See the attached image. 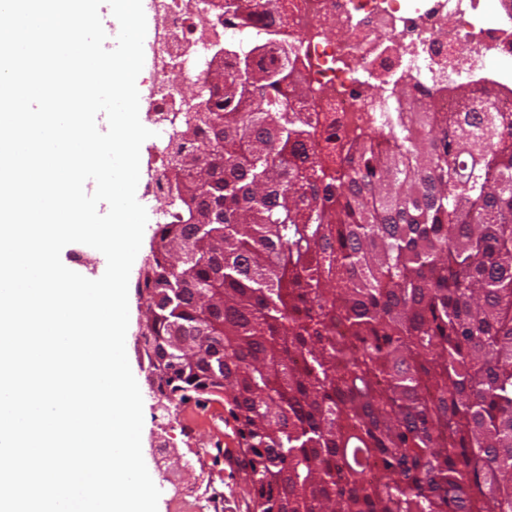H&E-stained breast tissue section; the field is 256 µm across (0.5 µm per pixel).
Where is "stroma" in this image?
Instances as JSON below:
<instances>
[{
	"label": "stroma",
	"mask_w": 512,
	"mask_h": 512,
	"mask_svg": "<svg viewBox=\"0 0 512 512\" xmlns=\"http://www.w3.org/2000/svg\"><path fill=\"white\" fill-rule=\"evenodd\" d=\"M162 144V138L155 136L144 141L140 149L136 198L145 207L148 222L141 256L135 259L130 272L129 281L133 284L138 281L142 257L150 251L154 228L165 209L164 198L150 192L156 168L165 163ZM142 307V298L137 292H130L126 351L143 397L142 452L161 492L158 512H254L246 486L234 484L224 464V451L216 446L217 439L231 430L223 404H183L151 392L139 333Z\"/></svg>",
	"instance_id": "1"
}]
</instances>
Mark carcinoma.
Here are the masks:
<instances>
[{
	"mask_svg": "<svg viewBox=\"0 0 512 512\" xmlns=\"http://www.w3.org/2000/svg\"><path fill=\"white\" fill-rule=\"evenodd\" d=\"M208 8L268 28L285 5ZM212 63L205 111L165 146L167 220L136 284L158 393L224 399L256 512H512V119L495 85L448 87L450 115L440 90L383 84L399 111L351 124L310 111L322 91L286 43L224 44L222 86Z\"/></svg>",
	"mask_w": 512,
	"mask_h": 512,
	"instance_id": "obj_1",
	"label": "carcinoma"
}]
</instances>
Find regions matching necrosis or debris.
<instances>
[{"label": "necrosis or debris", "mask_w": 512, "mask_h": 512, "mask_svg": "<svg viewBox=\"0 0 512 512\" xmlns=\"http://www.w3.org/2000/svg\"><path fill=\"white\" fill-rule=\"evenodd\" d=\"M197 4L152 0L157 16L152 109L160 124L172 120L183 104L179 89L165 80L168 69L181 62L188 65L190 79L201 73ZM314 18L336 19L347 31L335 43L314 35L301 44L311 82L325 91L323 109L345 120L394 111L391 98L371 93L372 83L410 79L425 88L438 85V60L461 42L472 52L466 67L449 70V80H468L476 90L498 83L502 94L496 109L512 112V0H295L277 31L292 36Z\"/></svg>", "instance_id": "obj_1"}]
</instances>
